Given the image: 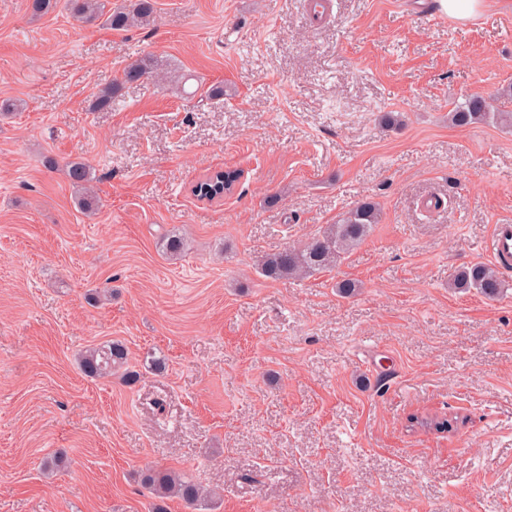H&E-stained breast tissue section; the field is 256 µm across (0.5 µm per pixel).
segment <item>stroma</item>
Listing matches in <instances>:
<instances>
[{
    "label": "stroma",
    "mask_w": 512,
    "mask_h": 512,
    "mask_svg": "<svg viewBox=\"0 0 512 512\" xmlns=\"http://www.w3.org/2000/svg\"><path fill=\"white\" fill-rule=\"evenodd\" d=\"M308 2L155 0L114 31L0 0V100L24 102L0 117V512H151L152 467L216 512H512V272L493 300L448 286L512 222V128L448 121L512 88V0L464 24ZM147 54L163 78L92 110ZM220 170L232 193L197 200ZM366 199L380 222L336 268L261 275ZM110 340L134 382L79 370ZM67 175L78 193L76 198L78 207L86 212L95 210L97 199L90 185L93 181L90 167L84 162L72 161L67 165ZM237 171H216L197 181L192 187V194L199 200L213 201L224 197L238 182Z\"/></svg>",
    "instance_id": "stroma-1"
}]
</instances>
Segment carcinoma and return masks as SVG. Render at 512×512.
Here are the masks:
<instances>
[{
  "instance_id": "1",
  "label": "carcinoma",
  "mask_w": 512,
  "mask_h": 512,
  "mask_svg": "<svg viewBox=\"0 0 512 512\" xmlns=\"http://www.w3.org/2000/svg\"><path fill=\"white\" fill-rule=\"evenodd\" d=\"M67 7L74 17L85 20L105 14L106 23L113 30L137 24L148 25L154 20L153 0H132L109 11L103 0H67ZM156 69L155 61L149 56L130 64L124 69L121 79L95 94L94 107L99 110L112 107V98L124 84L137 82ZM490 117L512 124L511 112L494 111L490 99L480 94L468 97L448 113V119L456 126L483 122ZM67 175L78 193V207L86 212L95 210L97 199L91 188L93 177L90 167L83 162L72 161L67 165ZM239 177L237 171H216L197 181L192 187V194L200 200L220 199L232 190ZM379 217L380 212L373 202L361 201L343 213L336 223L314 235L303 247H289L266 255L259 263L260 272L267 279L281 280L329 271L370 234ZM451 286L462 291L474 290L493 299L503 292L505 282L488 265L474 263L458 269ZM127 364L126 347L118 341L97 345L79 357L81 371L94 378L109 376ZM141 483L155 499L154 512H167L165 501L171 497L193 509L208 506L212 498V494L205 492L191 477L168 469L153 468L144 472Z\"/></svg>"
}]
</instances>
